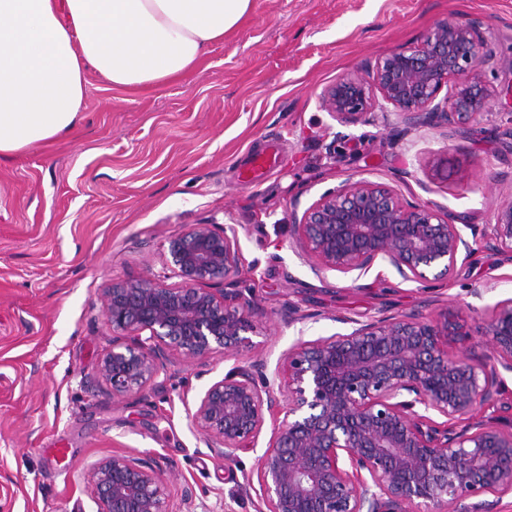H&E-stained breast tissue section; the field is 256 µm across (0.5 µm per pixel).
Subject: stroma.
I'll list each match as a JSON object with an SVG mask.
<instances>
[{"label": "stroma", "mask_w": 512, "mask_h": 512, "mask_svg": "<svg viewBox=\"0 0 512 512\" xmlns=\"http://www.w3.org/2000/svg\"><path fill=\"white\" fill-rule=\"evenodd\" d=\"M445 16L482 18L499 58L484 68L497 97L467 135L407 127L379 99L355 125L323 110L338 76L365 74ZM87 81L73 130L0 158V512H97L88 483L112 455L147 461L171 512H259L256 464L271 432L233 460L209 448L191 415L211 383L258 360L276 388L281 356L300 343L414 310L445 308L470 327L512 297V262L483 239L447 278L405 281L380 261L361 276H319L290 219L366 179L454 223H490L512 198V0H254L182 80ZM270 136L281 165L241 184L239 159ZM195 224L238 229L239 286L257 305L252 348L172 355L152 383L113 400L97 377L116 338L103 290L168 274L169 240ZM59 440L70 464L49 453Z\"/></svg>", "instance_id": "obj_1"}]
</instances>
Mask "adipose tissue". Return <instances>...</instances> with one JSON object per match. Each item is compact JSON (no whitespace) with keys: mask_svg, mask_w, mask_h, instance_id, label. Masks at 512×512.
Wrapping results in <instances>:
<instances>
[{"mask_svg":"<svg viewBox=\"0 0 512 512\" xmlns=\"http://www.w3.org/2000/svg\"><path fill=\"white\" fill-rule=\"evenodd\" d=\"M253 0H0V157L71 131L87 71L116 88L188 75Z\"/></svg>","mask_w":512,"mask_h":512,"instance_id":"ef3b65f1","label":"adipose tissue"}]
</instances>
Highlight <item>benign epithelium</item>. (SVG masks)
Returning <instances> with one entry per match:
<instances>
[{"label": "benign epithelium", "instance_id": "7a95c632", "mask_svg": "<svg viewBox=\"0 0 512 512\" xmlns=\"http://www.w3.org/2000/svg\"><path fill=\"white\" fill-rule=\"evenodd\" d=\"M484 26L480 18L440 19L415 45L378 58L368 78L339 76L322 90L321 107L341 124H356L376 91L409 127L440 123L465 131L496 96L479 74L496 60ZM291 227L318 275L366 272L382 259L404 280L424 279L430 269L448 277L473 253L441 207L410 203L395 187L366 179L293 211ZM465 228L512 255L511 200L482 229ZM168 253L178 283L119 280L104 291L112 331L129 338L98 361L114 400L143 389L175 353L240 355L251 347L255 304L236 287L242 264L236 229L195 224L169 241ZM450 336L470 346L451 355ZM504 371L512 373L511 298L474 328L448 320L446 310L414 311L288 351L284 417L262 364L253 362L212 383L192 422L210 448L233 457L271 420L257 462L258 497L266 506L259 512H493L512 492V429L472 417L501 394ZM450 421L464 428L455 433ZM90 492L98 512H170L152 467L124 456L95 464Z\"/></svg>", "mask_w": 512, "mask_h": 512}]
</instances>
